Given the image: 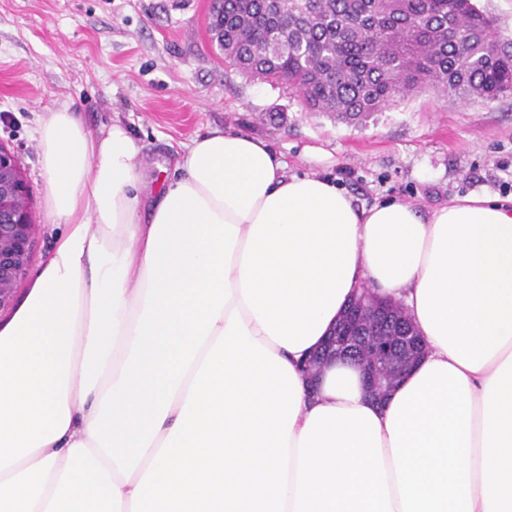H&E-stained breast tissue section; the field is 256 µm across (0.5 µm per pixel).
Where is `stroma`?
I'll return each instance as SVG.
<instances>
[{
  "mask_svg": "<svg viewBox=\"0 0 512 512\" xmlns=\"http://www.w3.org/2000/svg\"><path fill=\"white\" fill-rule=\"evenodd\" d=\"M213 0H0V142L17 148L42 226L35 261L58 226L44 205L36 142L44 113L72 105L99 131L128 127L147 167L173 168L195 135L232 128L268 141L292 174L334 179L357 206L400 199L430 209L512 181V95L462 100L426 92L349 126L306 111L287 84L224 62Z\"/></svg>",
  "mask_w": 512,
  "mask_h": 512,
  "instance_id": "1",
  "label": "stroma"
}]
</instances>
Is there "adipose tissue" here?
Listing matches in <instances>:
<instances>
[{
  "mask_svg": "<svg viewBox=\"0 0 512 512\" xmlns=\"http://www.w3.org/2000/svg\"><path fill=\"white\" fill-rule=\"evenodd\" d=\"M37 134L61 231L0 317V512H512V206L360 208L230 128L153 179L122 124ZM362 285L426 347L381 403L303 373Z\"/></svg>",
  "mask_w": 512,
  "mask_h": 512,
  "instance_id": "1",
  "label": "adipose tissue"
}]
</instances>
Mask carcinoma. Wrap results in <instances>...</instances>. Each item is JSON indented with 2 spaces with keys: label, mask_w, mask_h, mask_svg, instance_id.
<instances>
[{
  "label": "carcinoma",
  "mask_w": 512,
  "mask_h": 512,
  "mask_svg": "<svg viewBox=\"0 0 512 512\" xmlns=\"http://www.w3.org/2000/svg\"><path fill=\"white\" fill-rule=\"evenodd\" d=\"M209 31L225 64L349 125L427 91L512 94V41L473 0H214Z\"/></svg>",
  "instance_id": "1"
}]
</instances>
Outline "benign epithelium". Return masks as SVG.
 <instances>
[{"label": "benign epithelium", "mask_w": 512, "mask_h": 512, "mask_svg": "<svg viewBox=\"0 0 512 512\" xmlns=\"http://www.w3.org/2000/svg\"><path fill=\"white\" fill-rule=\"evenodd\" d=\"M39 229L18 155L0 143V311L13 305L16 290L32 266ZM387 317L388 312L380 308L370 311L364 303H354L329 337L324 353L310 360V381L317 380L320 362L346 360L357 326L376 331ZM370 341L373 353L384 365L362 364L360 368L366 388L381 398L409 369L413 362L409 354L421 350V339L411 327L398 336H372Z\"/></svg>", "instance_id": "7a95c632"}]
</instances>
